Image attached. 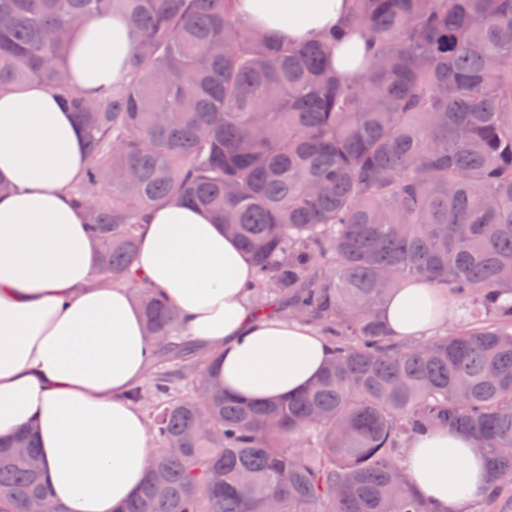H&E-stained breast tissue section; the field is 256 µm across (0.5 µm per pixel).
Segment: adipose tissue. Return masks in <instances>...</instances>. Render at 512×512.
I'll return each instance as SVG.
<instances>
[{"label": "adipose tissue", "instance_id": "obj_1", "mask_svg": "<svg viewBox=\"0 0 512 512\" xmlns=\"http://www.w3.org/2000/svg\"><path fill=\"white\" fill-rule=\"evenodd\" d=\"M351 0H233L235 14L273 39L299 43L349 21ZM133 48L121 16L90 19L74 36L67 75L87 95L118 78ZM86 167L69 112L32 82L0 93V438L35 425L42 478L58 512H120L143 484L151 445L128 399L152 357L127 286L106 283L70 189ZM136 277L178 311L188 337L217 351L218 381L235 396L280 401L305 390L333 346L311 324L258 313L253 266L222 225L185 204L148 211ZM448 295L424 281L382 310L389 336L435 331ZM413 491L447 512L491 491L483 449L451 429L407 443Z\"/></svg>", "mask_w": 512, "mask_h": 512}]
</instances>
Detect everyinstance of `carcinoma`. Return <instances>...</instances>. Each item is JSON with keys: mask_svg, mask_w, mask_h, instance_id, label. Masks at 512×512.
<instances>
[{"mask_svg": "<svg viewBox=\"0 0 512 512\" xmlns=\"http://www.w3.org/2000/svg\"><path fill=\"white\" fill-rule=\"evenodd\" d=\"M120 13L127 73L67 80L78 24ZM370 51L343 79L336 31L255 34L231 0H0V92L36 81L73 113L88 166L71 195L98 268L135 287L154 346L151 462L122 512H435L401 449L450 427L512 484V0H353ZM205 210L250 256L251 295L322 327L334 359L300 395L244 401L206 377L133 267L150 208ZM408 280L461 301L453 331L392 339ZM33 430L0 441V512H43Z\"/></svg>", "mask_w": 512, "mask_h": 512, "instance_id": "1", "label": "carcinoma"}]
</instances>
